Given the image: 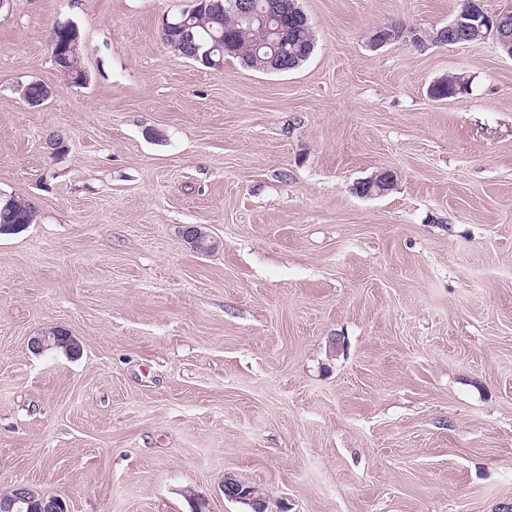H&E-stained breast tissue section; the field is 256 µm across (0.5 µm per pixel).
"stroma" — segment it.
Wrapping results in <instances>:
<instances>
[{
    "instance_id": "stroma-1",
    "label": "stroma",
    "mask_w": 512,
    "mask_h": 512,
    "mask_svg": "<svg viewBox=\"0 0 512 512\" xmlns=\"http://www.w3.org/2000/svg\"><path fill=\"white\" fill-rule=\"evenodd\" d=\"M299 4L287 73L178 55L192 0L0 8V201L35 212L0 235V492L241 512L230 474L271 512L512 506V58L431 41L460 0ZM53 328L79 353L33 352Z\"/></svg>"
}]
</instances>
